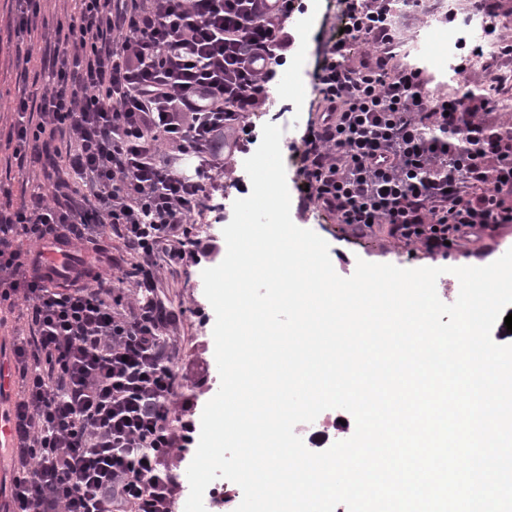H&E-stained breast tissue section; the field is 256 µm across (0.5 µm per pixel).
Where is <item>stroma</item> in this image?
Segmentation results:
<instances>
[{"label": "stroma", "instance_id": "stroma-1", "mask_svg": "<svg viewBox=\"0 0 512 512\" xmlns=\"http://www.w3.org/2000/svg\"><path fill=\"white\" fill-rule=\"evenodd\" d=\"M472 0H425L422 11L402 18L401 43L395 62L400 66L426 69L432 93L460 97L480 92L489 83L485 58L499 41L512 40V0H502L503 9L495 32H488L486 21L471 6ZM345 0H324L322 14L309 31H301L295 22L287 29L293 44L285 52V63L271 83L269 94L275 106H287L291 127L281 139V151L290 161L287 177H296L303 148L302 137L308 122L316 120L312 111V86L318 51L327 40L336 37L341 27ZM469 56L466 72H457L462 56ZM291 218L302 228L313 230L329 245L332 265L339 276H351L358 261L388 263L400 268L439 267L436 290L441 301L454 303L460 284L452 270L461 266H485L512 249V224L501 227L495 237L469 238L454 242L447 255H432L418 243L406 242L388 235L384 225L360 231L354 226L338 223L334 214L323 212L308 216L299 207H292ZM202 266H192L176 274L163 273L158 295L169 307L185 309L183 322L173 333L176 345V366L183 376L182 393L192 405L194 417H201L205 404L217 393L220 377L214 357V318L199 322L196 308L208 307L202 288ZM18 312L0 311V363L9 371L6 396L0 400V411H7L20 389L14 372V334L24 328Z\"/></svg>", "mask_w": 512, "mask_h": 512}]
</instances>
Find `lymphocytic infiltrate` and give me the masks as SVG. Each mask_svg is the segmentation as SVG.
Segmentation results:
<instances>
[{"mask_svg": "<svg viewBox=\"0 0 512 512\" xmlns=\"http://www.w3.org/2000/svg\"><path fill=\"white\" fill-rule=\"evenodd\" d=\"M5 28L45 26L44 0H14ZM62 18L15 64H38L41 91L0 105L6 146L26 179L0 183V305H28L13 342L10 512H172L167 465L194 443L166 330L180 313L157 273L201 263L198 219L222 212L224 142L248 151L246 120L266 103L292 37L293 4L263 16L256 0H54ZM349 0L313 87L320 122L306 129L305 198L358 229L444 253L451 242L512 224V132L491 84L434 95L419 68L393 63L400 6ZM370 43L358 64L349 45ZM112 233L131 268L99 261L67 273L45 247ZM66 275L69 285L54 281ZM134 294H127L126 281Z\"/></svg>", "mask_w": 512, "mask_h": 512, "instance_id": "obj_1", "label": "lymphocytic infiltrate"}]
</instances>
